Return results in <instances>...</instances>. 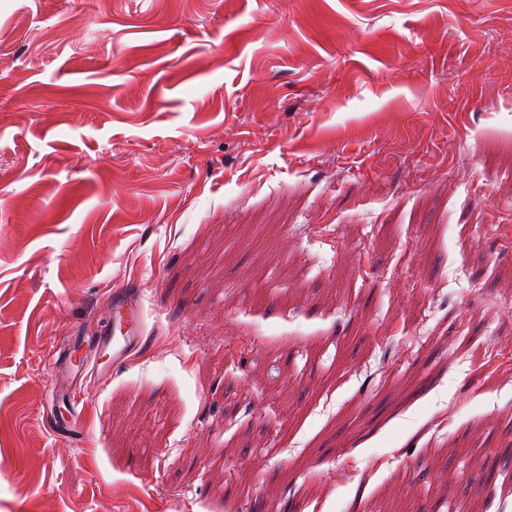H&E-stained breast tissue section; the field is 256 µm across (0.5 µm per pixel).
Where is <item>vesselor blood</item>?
Masks as SVG:
<instances>
[{"label":"vessel or blood","instance_id":"b4317fda","mask_svg":"<svg viewBox=\"0 0 512 512\" xmlns=\"http://www.w3.org/2000/svg\"><path fill=\"white\" fill-rule=\"evenodd\" d=\"M147 324L144 297L135 287L116 288L112 291V330L100 336L97 348L102 352L100 360H90L88 355H70L63 375L57 376L51 390L52 398L64 396L68 376L84 375L98 384H106L114 368L128 361L130 355L145 345Z\"/></svg>","mask_w":512,"mask_h":512}]
</instances>
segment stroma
I'll list each match as a JSON object with an SVG mask.
<instances>
[{
    "mask_svg": "<svg viewBox=\"0 0 512 512\" xmlns=\"http://www.w3.org/2000/svg\"><path fill=\"white\" fill-rule=\"evenodd\" d=\"M0 512H512V0H0ZM147 324L142 290L135 287L115 288L112 290V331L99 336L97 349L103 353L100 360L92 362L87 354L77 356L75 348L64 370L57 366L56 347L49 353L57 367L56 382L51 390V399L64 396L67 391L66 375L86 374L99 385L106 384L112 378V369L128 361L130 355L145 345ZM108 355L104 361L102 359Z\"/></svg>",
    "mask_w": 512,
    "mask_h": 512,
    "instance_id": "stroma-1",
    "label": "stroma"
}]
</instances>
